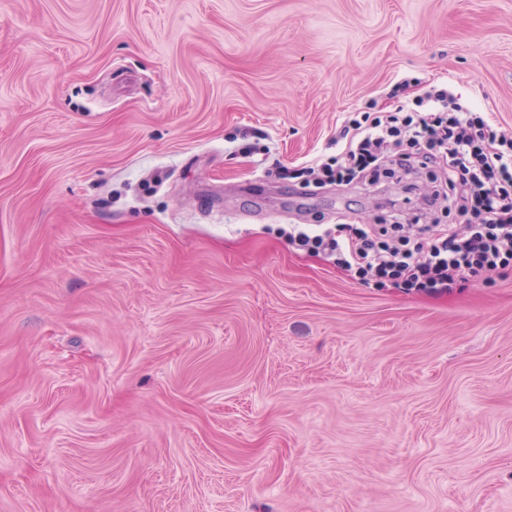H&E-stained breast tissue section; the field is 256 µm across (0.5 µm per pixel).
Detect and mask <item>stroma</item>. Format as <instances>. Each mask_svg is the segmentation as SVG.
Here are the masks:
<instances>
[{
    "label": "stroma",
    "instance_id": "obj_1",
    "mask_svg": "<svg viewBox=\"0 0 512 512\" xmlns=\"http://www.w3.org/2000/svg\"><path fill=\"white\" fill-rule=\"evenodd\" d=\"M440 82L512 138V0H0V512H512V265L283 234L422 211L296 171Z\"/></svg>",
    "mask_w": 512,
    "mask_h": 512
}]
</instances>
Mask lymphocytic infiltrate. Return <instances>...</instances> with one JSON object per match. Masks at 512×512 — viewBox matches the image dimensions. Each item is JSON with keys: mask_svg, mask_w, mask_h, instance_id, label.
Wrapping results in <instances>:
<instances>
[{"mask_svg": "<svg viewBox=\"0 0 512 512\" xmlns=\"http://www.w3.org/2000/svg\"><path fill=\"white\" fill-rule=\"evenodd\" d=\"M339 137L342 151L303 167V176L340 185L425 170L442 211L423 224H292V245L334 256L360 278L436 293L512 264V139L493 113L434 85L397 111L349 116Z\"/></svg>", "mask_w": 512, "mask_h": 512, "instance_id": "f902f5d3", "label": "lymphocytic infiltrate"}]
</instances>
